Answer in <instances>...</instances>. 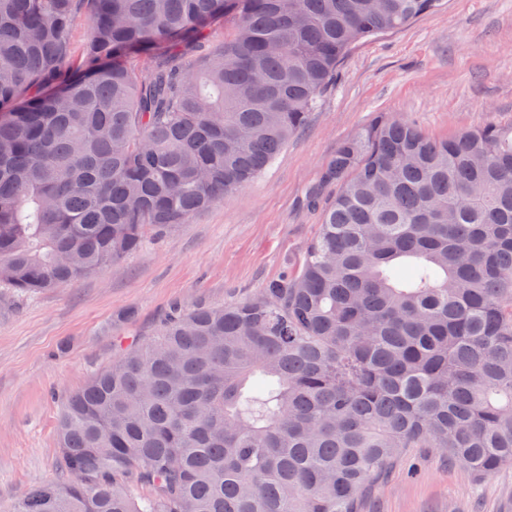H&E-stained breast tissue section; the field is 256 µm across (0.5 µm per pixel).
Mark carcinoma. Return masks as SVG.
<instances>
[{
  "instance_id": "carcinoma-1",
  "label": "carcinoma",
  "mask_w": 512,
  "mask_h": 512,
  "mask_svg": "<svg viewBox=\"0 0 512 512\" xmlns=\"http://www.w3.org/2000/svg\"><path fill=\"white\" fill-rule=\"evenodd\" d=\"M445 3L0 0V285H69L190 223L270 166L348 50ZM333 183L296 272L174 308L66 397L61 480L10 512H358L405 448L512 465V123L433 139L380 115L309 199Z\"/></svg>"
}]
</instances>
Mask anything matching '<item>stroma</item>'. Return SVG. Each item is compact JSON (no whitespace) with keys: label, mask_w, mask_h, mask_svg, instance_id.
I'll return each mask as SVG.
<instances>
[{"label":"stroma","mask_w":512,"mask_h":512,"mask_svg":"<svg viewBox=\"0 0 512 512\" xmlns=\"http://www.w3.org/2000/svg\"><path fill=\"white\" fill-rule=\"evenodd\" d=\"M381 113L432 138L512 123V0H447L355 45L307 125L254 182L118 267L31 296L0 290V512L58 482L61 403L111 363L120 340L147 338L173 303H238L297 270L336 192L320 185L322 172ZM360 510L512 512V466L476 479L434 449L409 448Z\"/></svg>","instance_id":"stroma-1"}]
</instances>
